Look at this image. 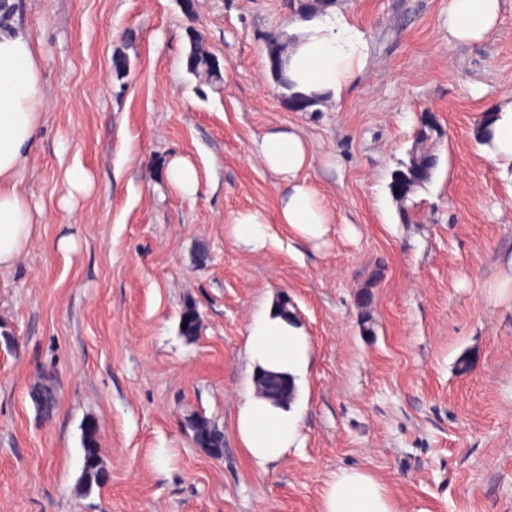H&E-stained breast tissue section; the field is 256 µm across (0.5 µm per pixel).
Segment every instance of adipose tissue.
I'll return each mask as SVG.
<instances>
[{"label": "adipose tissue", "instance_id": "1", "mask_svg": "<svg viewBox=\"0 0 512 512\" xmlns=\"http://www.w3.org/2000/svg\"><path fill=\"white\" fill-rule=\"evenodd\" d=\"M500 0H448V39L464 45L482 41L497 25ZM284 74L294 92L339 100L362 74L368 45L363 32L339 10L310 18L291 30ZM47 108L41 56L34 39L12 21H0V269L13 266L30 243L36 218L22 189L26 166ZM264 166L286 183L279 222L294 239L317 243L332 219L303 171L312 163L306 140L275 126L257 144ZM230 232L244 247L258 250L274 236L261 210L239 212ZM244 355L250 373L277 372L296 395L275 402L246 382L235 417L238 444L261 471L297 447L303 409L299 397L311 367L307 334L297 319L281 315L266 300L246 329ZM322 512H396L384 485L362 470H343L328 483Z\"/></svg>", "mask_w": 512, "mask_h": 512}]
</instances>
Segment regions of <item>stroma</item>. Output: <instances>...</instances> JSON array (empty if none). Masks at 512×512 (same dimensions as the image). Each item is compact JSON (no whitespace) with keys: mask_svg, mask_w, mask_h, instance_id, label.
<instances>
[{"mask_svg":"<svg viewBox=\"0 0 512 512\" xmlns=\"http://www.w3.org/2000/svg\"><path fill=\"white\" fill-rule=\"evenodd\" d=\"M297 6L13 0L48 105L24 182L34 237L0 269V512H321L344 469L374 474L397 512H512V162L476 133L512 104V0L469 45L448 40V0H336L367 64L342 101L304 111L267 58ZM193 34L220 81L188 71ZM424 112L438 165L406 223L389 183ZM275 124L312 150L305 176L334 221L322 244L278 222L285 187L254 152ZM175 155L196 166L197 197L167 186ZM73 169L93 190L66 208ZM253 208L276 236L255 252L229 231ZM268 297L301 321L312 365L303 445L262 473L234 421L246 328ZM44 376L48 419L29 396ZM195 413L221 431L222 456L185 428ZM89 421L108 480L85 492Z\"/></svg>","mask_w":512,"mask_h":512,"instance_id":"obj_1","label":"stroma"}]
</instances>
